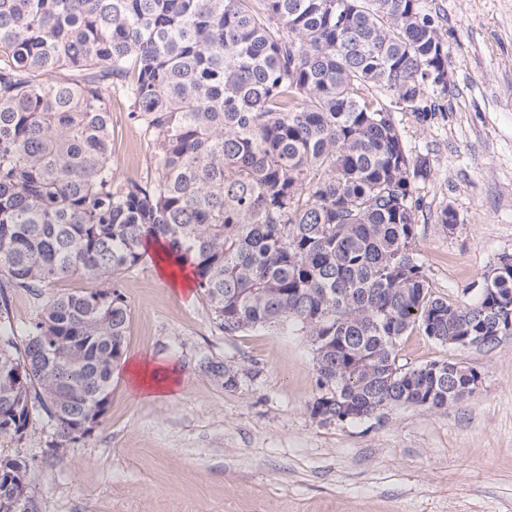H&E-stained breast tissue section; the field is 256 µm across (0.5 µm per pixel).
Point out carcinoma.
I'll return each mask as SVG.
<instances>
[{
	"instance_id": "obj_1",
	"label": "carcinoma",
	"mask_w": 512,
	"mask_h": 512,
	"mask_svg": "<svg viewBox=\"0 0 512 512\" xmlns=\"http://www.w3.org/2000/svg\"><path fill=\"white\" fill-rule=\"evenodd\" d=\"M448 91V44L420 0H0V320L42 300L18 344L0 325V443L40 426L64 457L106 412L130 323L114 275L150 239L191 266L226 333L310 336L313 415L375 418L471 396L455 362L390 377L399 338L492 347L512 336V264L466 304L434 297L415 244L416 183L397 100L424 120ZM154 147L112 168V98ZM201 372L233 390L258 372ZM34 458L0 453V512H40ZM100 287L98 280L89 278L85 275L76 274L68 279L60 281L52 286V288L45 289V297L57 292H77L89 291L94 288ZM10 321L18 343L22 344L27 336V328L37 316L38 304L24 291L9 292Z\"/></svg>"
}]
</instances>
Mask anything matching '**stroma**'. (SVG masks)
I'll return each mask as SVG.
<instances>
[{
    "instance_id": "stroma-1",
    "label": "stroma",
    "mask_w": 512,
    "mask_h": 512,
    "mask_svg": "<svg viewBox=\"0 0 512 512\" xmlns=\"http://www.w3.org/2000/svg\"><path fill=\"white\" fill-rule=\"evenodd\" d=\"M421 2L448 44V92L427 120L395 118L408 152L432 165L416 235L430 291L465 302L512 256V0ZM112 130L113 168L139 176L153 147L118 97ZM448 207L452 229L439 220ZM115 281L130 308L125 358L172 362L179 392L134 401L119 363L102 423L66 459L39 429L0 444L34 458L41 512H512V336L459 349L413 330L399 364L458 361L481 387L441 410L325 422L311 411L314 351L298 326L223 332L151 253ZM203 353L258 375L225 390L199 371Z\"/></svg>"
}]
</instances>
